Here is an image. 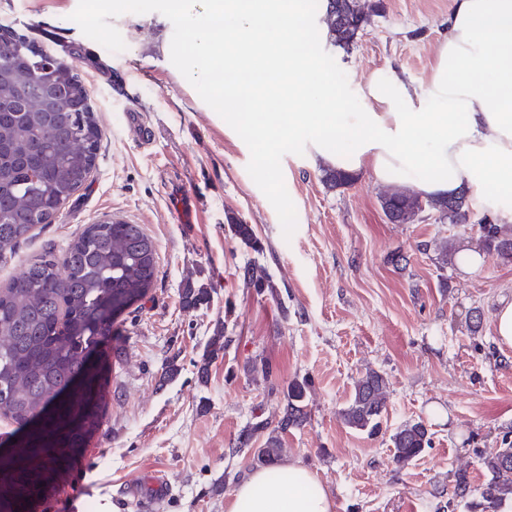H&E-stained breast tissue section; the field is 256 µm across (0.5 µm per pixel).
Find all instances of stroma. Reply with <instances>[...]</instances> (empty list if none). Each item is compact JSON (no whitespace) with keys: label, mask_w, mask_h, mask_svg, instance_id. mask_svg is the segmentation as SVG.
Wrapping results in <instances>:
<instances>
[{"label":"stroma","mask_w":512,"mask_h":512,"mask_svg":"<svg viewBox=\"0 0 512 512\" xmlns=\"http://www.w3.org/2000/svg\"><path fill=\"white\" fill-rule=\"evenodd\" d=\"M361 4L370 23L350 50L318 33L307 45L350 112L360 111L372 73L427 77L453 0ZM84 10L85 0H0V26L77 65L102 131L89 180L0 262V288L107 217L153 238L157 278L99 346L104 425L38 512H224L268 434L247 450L239 437L261 420L276 428L283 461L318 475L335 512H468L488 479L482 455L512 442V348L496 344L493 328L500 303L512 301V260L480 251L487 212L448 224L428 209L415 223H389L371 174L330 188L303 140L261 154L216 111L205 84L184 85L178 52L190 35L181 25L129 23L121 4L83 24ZM165 29L168 56L156 48ZM232 215L252 228L256 247L235 237ZM441 239L479 252L480 265H440L432 244ZM248 266L270 288L245 285ZM189 285L208 288V303L185 309ZM215 336L224 349L204 361ZM370 370L387 381L372 433L339 416ZM303 380L307 417L279 429L288 387ZM411 421L427 426L431 444L400 465L391 437ZM157 478L164 490L153 488Z\"/></svg>","instance_id":"1"}]
</instances>
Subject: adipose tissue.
I'll list each match as a JSON object with an SVG mask.
<instances>
[{
  "mask_svg": "<svg viewBox=\"0 0 512 512\" xmlns=\"http://www.w3.org/2000/svg\"><path fill=\"white\" fill-rule=\"evenodd\" d=\"M162 22L187 25L193 50L183 55L186 83L227 79L215 100L272 98L281 107L270 123L251 120L253 142L272 147L303 138L326 166L368 171L376 183L413 187L436 199L466 188L480 210L512 223V0H453L448 30L438 42L426 79L397 71L372 74L363 109L339 112L335 87L321 80L302 48L310 20L289 0H161ZM259 70L265 83L246 86L234 74ZM308 111H300V103ZM349 133L348 149H331ZM323 484L301 463L253 471L236 488L225 512H334Z\"/></svg>",
  "mask_w": 512,
  "mask_h": 512,
  "instance_id": "ef3b65f1",
  "label": "adipose tissue"
}]
</instances>
